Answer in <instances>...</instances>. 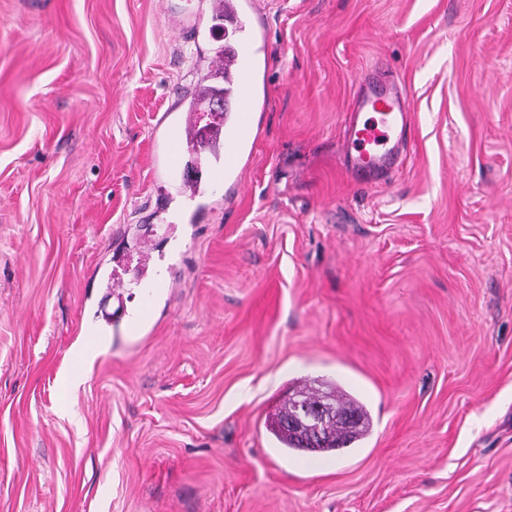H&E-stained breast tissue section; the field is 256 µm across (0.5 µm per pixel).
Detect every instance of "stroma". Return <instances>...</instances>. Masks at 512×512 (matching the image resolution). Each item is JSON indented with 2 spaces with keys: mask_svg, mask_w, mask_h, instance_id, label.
Masks as SVG:
<instances>
[{
  "mask_svg": "<svg viewBox=\"0 0 512 512\" xmlns=\"http://www.w3.org/2000/svg\"><path fill=\"white\" fill-rule=\"evenodd\" d=\"M218 2L0 0V512H512V0H257L242 188L192 197L165 127L237 44ZM376 67L413 127L364 186ZM139 264L175 286L132 336ZM299 384L370 434L281 448ZM372 81L347 113L343 152L363 184L382 180L401 162L411 114L398 90L381 91ZM105 350L102 336L96 333H89L85 339L76 346L73 352L75 360V367L67 376V382L73 384L78 379V374L81 373L79 369L84 364L92 361L96 356ZM296 413L297 407L294 401L288 399V403L278 413L269 418L267 428L284 448L293 451H303L304 448H308V438L303 433H298L288 428V420L295 416Z\"/></svg>",
  "mask_w": 512,
  "mask_h": 512,
  "instance_id": "stroma-1",
  "label": "stroma"
}]
</instances>
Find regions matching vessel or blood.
<instances>
[{
  "mask_svg": "<svg viewBox=\"0 0 512 512\" xmlns=\"http://www.w3.org/2000/svg\"><path fill=\"white\" fill-rule=\"evenodd\" d=\"M253 40H246L226 66V77L237 93V103L216 138L224 149V172H235L236 163L254 131L252 58ZM411 114L396 88L379 90L369 84L347 113L343 152L360 182L383 179L401 162Z\"/></svg>",
  "mask_w": 512,
  "mask_h": 512,
  "instance_id": "1",
  "label": "vessel or blood"
}]
</instances>
